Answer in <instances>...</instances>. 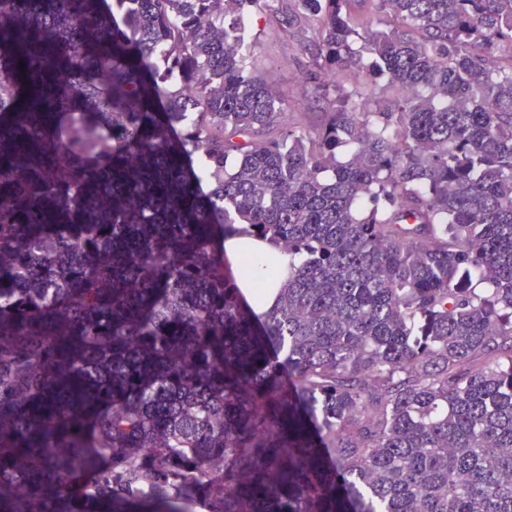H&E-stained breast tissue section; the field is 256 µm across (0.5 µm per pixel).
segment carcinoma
<instances>
[{"mask_svg":"<svg viewBox=\"0 0 512 512\" xmlns=\"http://www.w3.org/2000/svg\"><path fill=\"white\" fill-rule=\"evenodd\" d=\"M279 2L0 0V512H512V0H292L286 130ZM281 14L254 9L241 19L248 35L256 67L278 92L281 99L282 127H312L318 123L324 106L310 92L301 61L306 60L303 45L314 36L312 21L286 30ZM238 225L240 233L224 241V253L229 260L234 263H243L245 257L253 256L274 263L278 271L280 268L288 267V261H291L288 252L272 246L268 241H260L251 237L247 233L250 229L247 224ZM229 260L224 255V272L237 278L238 268Z\"/></svg>","mask_w":512,"mask_h":512,"instance_id":"1","label":"carcinoma"}]
</instances>
